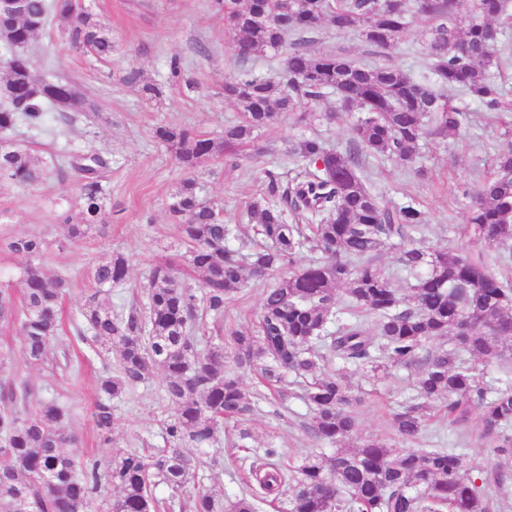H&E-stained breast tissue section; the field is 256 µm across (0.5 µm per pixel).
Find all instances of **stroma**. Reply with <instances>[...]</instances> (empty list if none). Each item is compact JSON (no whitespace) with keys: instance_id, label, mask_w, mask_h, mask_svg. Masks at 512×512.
Segmentation results:
<instances>
[{"instance_id":"obj_1","label":"stroma","mask_w":512,"mask_h":512,"mask_svg":"<svg viewBox=\"0 0 512 512\" xmlns=\"http://www.w3.org/2000/svg\"><path fill=\"white\" fill-rule=\"evenodd\" d=\"M85 4L112 35L111 60L99 61L70 49L52 24L35 40L45 54L36 73L67 77L80 98L97 104L96 116L79 117L74 131L66 134L58 132L52 119L41 129L20 123L9 137L39 158L75 153L86 142H93L112 161L106 183L108 230L102 236L92 232L82 240L62 242L54 214L66 209L75 196L74 177L50 178L33 186L0 185V269L14 272L25 262L24 256L8 250V236L41 237L46 243L41 267L47 276L67 278L63 308L71 315L81 309L92 289L91 268L115 250L128 256L130 268L126 281L113 287V301L128 306L145 302L144 287L151 265L183 251L180 227L168 204L187 176H194L202 195L223 208L225 223H247L248 203L268 191L266 171H274L284 180L294 176L297 165L290 151L301 135L319 137L326 146L342 149L357 118L356 113L340 110L331 95L316 104L321 118L311 126L298 124L295 113H281L275 123L259 132L254 148L228 151L223 161L206 162L194 173H187L168 146L155 138L154 129L161 124L188 125L217 137L225 124L238 120V105L224 96V80L234 69L235 55L223 17L210 9L208 0H85ZM427 27L422 17H410L392 52L393 61L403 70L415 73L427 65ZM201 44L206 45L207 54L198 53ZM175 57L181 60L186 78L195 81L194 91L171 81L169 63ZM132 71L138 73L139 82H127L126 76ZM145 83L156 85L157 96L142 94ZM511 149L512 134H505L490 113L477 109L469 114L461 135L420 141L418 153L425 175L391 161L366 158L362 164L374 189L386 201L413 199L423 206L427 213L426 246L486 255L493 261V273L512 279V259L495 262L497 248L459 231L466 222L462 187L475 185L477 174L486 172L492 155ZM266 287V282L245 280L238 300L224 311L225 324L251 326ZM0 350L10 351L13 366L32 385L30 407L52 396L65 407L70 430L79 441L78 453L107 462L135 447L162 446L160 421L166 406L161 399V371H154L145 383L115 400L117 421L106 442L95 428L91 411L98 396L97 381L115 370V358L91 355L68 324L51 341L49 356L56 359L65 351L81 356L79 372L53 374L26 366L20 337L13 329L0 330ZM413 379V373L400 369L378 382L362 371L350 373L349 384L365 393L354 443L386 435L388 414L405 400ZM310 418L307 406L298 398H289L283 406L261 401L245 444L258 451L276 448L286 456L300 458L315 449L305 431ZM433 429L434 436L421 440V447H463L469 467L491 474L494 464L477 438L479 418L471 419L470 436L464 443L451 425L437 423ZM190 454L200 468L195 482L186 485L185 494L207 491L224 501L243 494L239 463L223 443L194 448Z\"/></svg>"}]
</instances>
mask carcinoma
Returning <instances> with one entry per match:
<instances>
[{
  "mask_svg": "<svg viewBox=\"0 0 512 512\" xmlns=\"http://www.w3.org/2000/svg\"><path fill=\"white\" fill-rule=\"evenodd\" d=\"M235 35L236 69L224 82L240 120L224 134L207 137L188 126L160 125L156 137L181 167L251 142L280 111L307 122L311 108L328 94L344 110L362 113L350 128L345 150L327 148L317 137L300 141L295 177L279 189L278 174L265 171L274 199L248 205L251 221L245 254L230 246L239 228L224 223L223 210L200 195L193 178L171 197L169 211L180 224L187 268L201 276L200 292L181 279L183 270L161 258L150 269L147 303L112 310V286L124 282L128 256L119 251L94 266V291L71 318L95 355L116 353L117 374L98 383L92 413L99 436L110 441L116 421L112 400L164 371L163 400L170 415L162 424L165 446L133 448L118 461L82 460L64 451L72 442L67 412L55 398L31 411L29 381L0 378V512H257L258 503L281 499L287 512H490L512 507V387H493L483 367L512 356V281L493 274L467 254L422 244L426 211L413 202L389 205L375 193L361 156L391 160L424 175L418 143L425 137L461 134L466 109L450 101L460 92L497 116L512 115V93L495 82L491 69L504 64L503 37L512 26V0H211ZM411 13L426 18L428 73L415 77L392 60ZM57 21L62 41L99 59L114 45L82 0H27L26 12L0 14V181L32 186L55 176H76L79 193L56 215L65 240L104 232L110 166L96 149L64 159L33 157L4 137L18 121L31 127L47 115L71 126L78 111L71 84L38 79L31 45ZM356 34L378 63H360L343 52H318L315 35L324 27ZM282 55L280 80L255 75L253 60ZM465 232L489 245L512 240V152L497 154L492 171L466 191ZM399 240L400 267L413 276L401 293L381 261L383 248ZM28 263L21 271L22 296L0 288V326L17 330L26 361L42 365L60 325L66 279L46 277L34 260L45 242L23 236L10 243ZM279 281L267 289L255 328H223L224 308L235 302L244 273ZM346 285L340 298L337 286ZM336 329L330 330V324ZM215 330V335L206 332ZM438 343L431 350L428 344ZM234 368L224 369V357ZM378 377L390 368L416 371L413 394L389 420V439L343 447L357 430L364 402L345 379L351 369ZM288 399L286 378L300 380V398L311 412L306 431L333 454L311 452L295 464L275 448L248 464L249 495L224 505L207 492L191 498L183 488L198 464L182 451L204 448L231 428L230 446L244 447L245 425L262 393L245 391L241 374ZM439 404L451 425L466 430L479 413L478 438L497 461L492 476L473 474L455 448L394 449L414 443ZM164 484L167 498L156 495ZM120 495L110 497L112 488Z\"/></svg>",
  "mask_w": 512,
  "mask_h": 512,
  "instance_id": "carcinoma-1",
  "label": "carcinoma"
}]
</instances>
